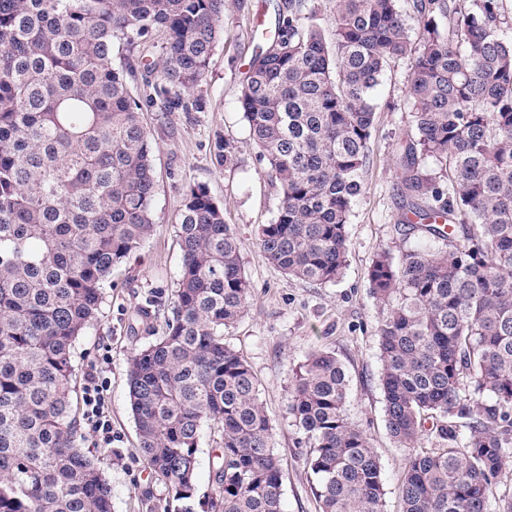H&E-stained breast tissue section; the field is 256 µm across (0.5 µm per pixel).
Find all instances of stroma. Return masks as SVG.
Segmentation results:
<instances>
[{
	"label": "stroma",
	"instance_id": "obj_1",
	"mask_svg": "<svg viewBox=\"0 0 512 512\" xmlns=\"http://www.w3.org/2000/svg\"><path fill=\"white\" fill-rule=\"evenodd\" d=\"M284 0H229L224 36L218 42L198 91L200 112H144L155 171L152 203L156 230L133 256L113 267L98 318L79 337L74 360L78 379L102 358L112 445L85 439L112 485V512H180L169 487L139 452L126 375V359L162 335L169 302L181 269L174 223L187 186H206L224 205V216L241 247L244 272L252 285L244 316L224 332V340L251 365L260 398L274 428V445L282 459L283 512H319L312 494L314 476L307 449L298 447L288 414V391L304 357L326 349L343 363L349 381L347 415L369 435L381 461L385 512H400L398 485L405 449L391 438L380 386L377 329L382 312L370 292L369 268L381 249L393 256L411 245L399 231L401 209L391 158L401 138L415 129L405 106L410 62L392 63L377 91L380 107L369 144L370 164L363 193L348 226L347 266L336 283L312 286L286 276L256 248L260 225L271 223L279 205L278 188L260 162L239 108L241 82L261 45L257 28L275 24ZM230 142V163H220L217 146ZM217 453L213 434L199 445L194 512H211L212 467Z\"/></svg>",
	"mask_w": 512,
	"mask_h": 512
}]
</instances>
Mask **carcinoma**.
Instances as JSON below:
<instances>
[{"label": "carcinoma", "mask_w": 512, "mask_h": 512, "mask_svg": "<svg viewBox=\"0 0 512 512\" xmlns=\"http://www.w3.org/2000/svg\"><path fill=\"white\" fill-rule=\"evenodd\" d=\"M225 0H0V512H112V485L71 396L73 347L112 267L155 230L141 114L200 109ZM286 0L249 63L239 104L278 184L257 248L316 285L347 262L376 89L407 58L416 133L394 160L404 231L369 280L386 427L408 449L402 512H489L512 456V37L503 0ZM419 28L411 32L410 18ZM161 33L155 60L113 64L115 42ZM148 88L136 98L130 83ZM432 160L437 175L422 171ZM181 270L163 336L127 359L140 452L174 498L193 496L203 428L218 433L211 512H282L283 473L255 374L224 330L252 286L224 207L189 186ZM442 242L436 247L434 243ZM336 355L299 366L288 410L310 449L320 512H384L382 467L346 413ZM433 447L419 448L423 437ZM336 0H314L316 23L322 29L326 39L332 38L336 26Z\"/></svg>", "instance_id": "1"}]
</instances>
